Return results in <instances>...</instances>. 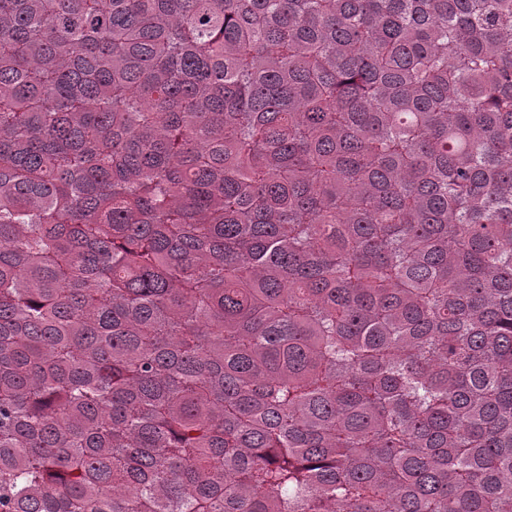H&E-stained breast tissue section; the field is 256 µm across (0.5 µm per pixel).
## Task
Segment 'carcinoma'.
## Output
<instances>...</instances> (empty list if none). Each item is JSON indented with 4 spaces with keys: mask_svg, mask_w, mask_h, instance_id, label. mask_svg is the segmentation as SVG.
Instances as JSON below:
<instances>
[{
    "mask_svg": "<svg viewBox=\"0 0 512 512\" xmlns=\"http://www.w3.org/2000/svg\"><path fill=\"white\" fill-rule=\"evenodd\" d=\"M0 512H512V0H0Z\"/></svg>",
    "mask_w": 512,
    "mask_h": 512,
    "instance_id": "1",
    "label": "carcinoma"
}]
</instances>
